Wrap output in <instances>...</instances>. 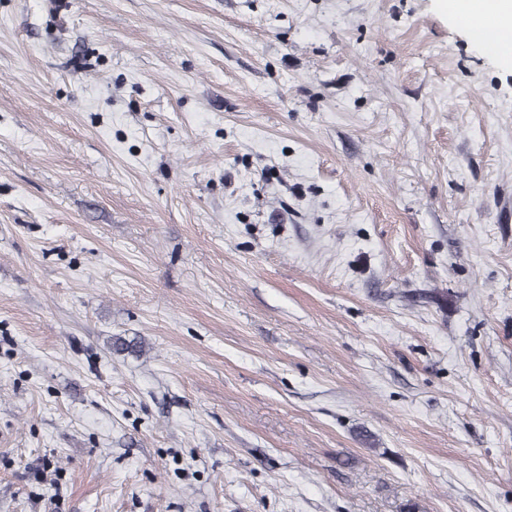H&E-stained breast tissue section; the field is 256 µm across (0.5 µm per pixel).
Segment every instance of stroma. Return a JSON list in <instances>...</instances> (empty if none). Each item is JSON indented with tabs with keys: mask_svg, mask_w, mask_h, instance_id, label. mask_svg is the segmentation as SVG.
<instances>
[{
	"mask_svg": "<svg viewBox=\"0 0 512 512\" xmlns=\"http://www.w3.org/2000/svg\"><path fill=\"white\" fill-rule=\"evenodd\" d=\"M0 512H512V65L444 0H0Z\"/></svg>",
	"mask_w": 512,
	"mask_h": 512,
	"instance_id": "1",
	"label": "stroma"
}]
</instances>
